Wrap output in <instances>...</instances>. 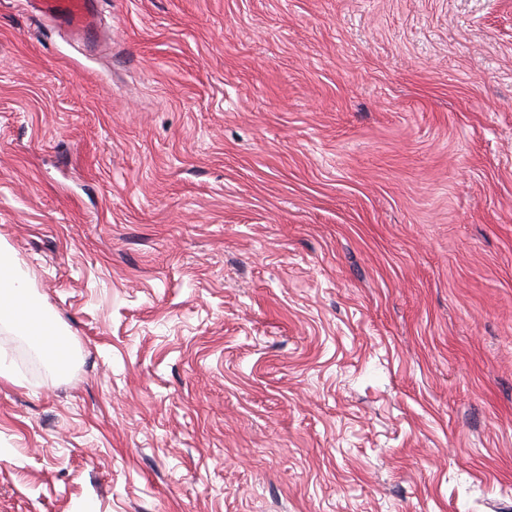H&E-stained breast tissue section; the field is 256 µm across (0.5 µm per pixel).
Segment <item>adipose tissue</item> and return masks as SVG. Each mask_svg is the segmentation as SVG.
<instances>
[{"label":"adipose tissue","mask_w":512,"mask_h":512,"mask_svg":"<svg viewBox=\"0 0 512 512\" xmlns=\"http://www.w3.org/2000/svg\"><path fill=\"white\" fill-rule=\"evenodd\" d=\"M46 320L44 309L18 276L11 258L0 252V322L13 324L21 335L33 337L36 345L51 353L55 350L53 339L35 333L36 326Z\"/></svg>","instance_id":"adipose-tissue-1"}]
</instances>
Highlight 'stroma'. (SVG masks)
<instances>
[{
  "mask_svg": "<svg viewBox=\"0 0 512 512\" xmlns=\"http://www.w3.org/2000/svg\"><path fill=\"white\" fill-rule=\"evenodd\" d=\"M0 512H512V0H0ZM30 8L75 35H91L98 24L96 0H27ZM44 309L18 276L11 258L0 252V322H9L24 336L50 353L55 359V344L50 336H35L34 329L47 322Z\"/></svg>",
  "mask_w": 512,
  "mask_h": 512,
  "instance_id": "obj_1",
  "label": "stroma"
}]
</instances>
